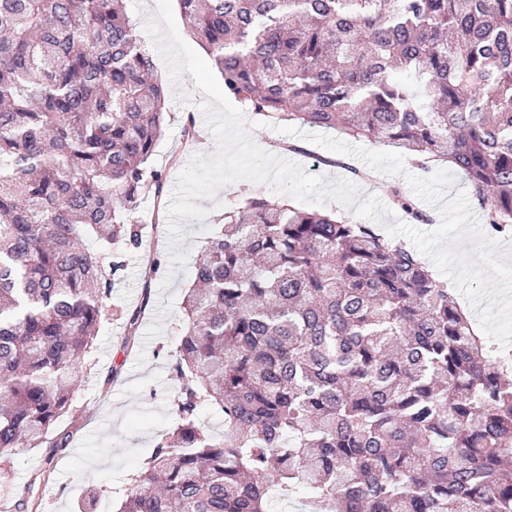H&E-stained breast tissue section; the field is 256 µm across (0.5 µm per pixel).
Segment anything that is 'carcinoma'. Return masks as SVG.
Here are the masks:
<instances>
[{
    "label": "carcinoma",
    "instance_id": "obj_1",
    "mask_svg": "<svg viewBox=\"0 0 512 512\" xmlns=\"http://www.w3.org/2000/svg\"><path fill=\"white\" fill-rule=\"evenodd\" d=\"M178 2L226 96L447 161L512 232V0ZM169 97L123 0H0V472L69 406L112 247L141 245L139 202L163 191ZM184 312L175 429L117 512H277L302 483L309 512H512L507 370L405 243L248 198Z\"/></svg>",
    "mask_w": 512,
    "mask_h": 512
}]
</instances>
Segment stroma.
Wrapping results in <instances>:
<instances>
[{"label":"stroma","mask_w":512,"mask_h":512,"mask_svg":"<svg viewBox=\"0 0 512 512\" xmlns=\"http://www.w3.org/2000/svg\"><path fill=\"white\" fill-rule=\"evenodd\" d=\"M126 12L141 26L147 48L155 43L144 26L155 17V0H125ZM161 78L170 82L171 121L151 159L162 174V196L144 197L138 221L142 246L124 252V269L116 281L107 312L101 322L94 349L75 379L68 411L54 424V432L70 428L74 436L68 447L49 451L47 447L16 449L12 468L0 479V512L26 495L42 502V512H78L94 501L95 512H115V489L123 487L149 458L156 442L172 430L176 415L173 400L180 387L174 371L177 338L184 321L182 301L192 288L195 260L208 238L224 221L225 208L251 197L278 199L267 183L247 180L221 186L216 200H200L209 214L204 220H183L184 239L177 247L184 253V265L173 266L169 247V201L178 186L180 173L194 156H212L217 142L202 109L205 95L194 86L190 74L171 77L161 54L153 56ZM244 113L253 126L252 142L266 148L281 142L296 144L287 160L304 172L323 177L326 183L351 180V168L365 163L352 155H341L339 165L323 164L328 149L307 141L311 126H301L291 135L264 126L265 116L252 108ZM195 123L196 139L186 143L182 125ZM353 180V179H352ZM159 247L163 262L157 271L147 264L150 247ZM142 309L143 317L133 345H125L129 333L127 314Z\"/></svg>","instance_id":"1"}]
</instances>
